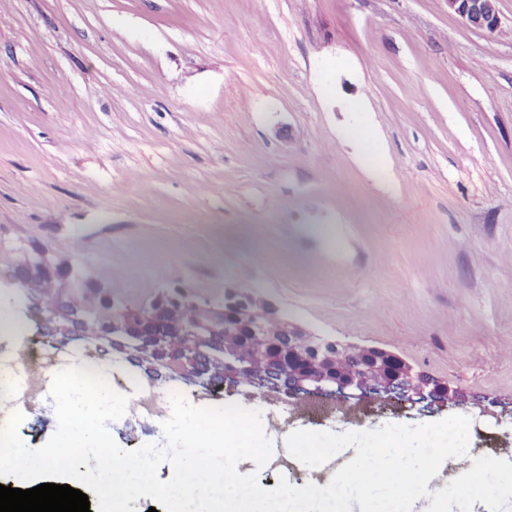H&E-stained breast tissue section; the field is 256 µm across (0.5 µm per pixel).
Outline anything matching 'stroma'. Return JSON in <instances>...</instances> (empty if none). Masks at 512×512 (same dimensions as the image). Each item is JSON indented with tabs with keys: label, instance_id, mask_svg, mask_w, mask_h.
<instances>
[{
	"label": "stroma",
	"instance_id": "stroma-1",
	"mask_svg": "<svg viewBox=\"0 0 512 512\" xmlns=\"http://www.w3.org/2000/svg\"><path fill=\"white\" fill-rule=\"evenodd\" d=\"M4 7L1 288L39 243L130 304L257 290L485 405L374 413L372 446L456 449L451 495L512 469V0L495 34L447 0ZM288 434L357 456L338 421Z\"/></svg>",
	"mask_w": 512,
	"mask_h": 512
}]
</instances>
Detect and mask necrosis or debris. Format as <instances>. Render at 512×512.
Segmentation results:
<instances>
[{
  "label": "necrosis or debris",
  "mask_w": 512,
  "mask_h": 512,
  "mask_svg": "<svg viewBox=\"0 0 512 512\" xmlns=\"http://www.w3.org/2000/svg\"><path fill=\"white\" fill-rule=\"evenodd\" d=\"M0 335L20 337L22 345L18 351L0 350V427L6 425L13 410L33 415L52 407L49 390L54 373L75 363L107 375L116 391L128 395V408L121 418L125 425L137 419L162 423L170 415L169 395L173 392L197 406L225 402L216 385L191 387L176 378L159 383L137 369L108 362L106 354L96 348L82 360H75L69 350L26 336L23 328L11 321L0 320Z\"/></svg>",
  "instance_id": "necrosis-or-debris-1"
}]
</instances>
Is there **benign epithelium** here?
Listing matches in <instances>:
<instances>
[{
    "instance_id": "obj_1",
    "label": "benign epithelium",
    "mask_w": 512,
    "mask_h": 512,
    "mask_svg": "<svg viewBox=\"0 0 512 512\" xmlns=\"http://www.w3.org/2000/svg\"><path fill=\"white\" fill-rule=\"evenodd\" d=\"M496 2L497 0H448V9L467 25L494 34L500 31ZM41 257L43 254L37 252L15 268L12 273L15 286L27 290L39 283L42 293L63 295L60 284L47 282L37 273L38 266L35 261ZM247 304L253 310V335H263L266 318L278 315L283 325V335L268 336L266 340L270 346L278 348L283 338H288V360L284 362L288 386L281 385L277 379L264 376L252 378L253 387L263 395L279 396L286 392L289 398L298 400L309 394H328L352 397L360 403L375 399L370 393L371 374L378 373L395 386V400L398 402L413 406L424 403L428 408L433 405L446 407L465 403L464 396L447 385L420 380L411 364L385 349H371L365 362L347 376L328 374L322 365L335 357L336 352L344 350L360 360L362 348L317 335L288 315L279 314L278 306L272 301L243 289L237 291V296L219 301L213 308L215 315L210 321L201 322L186 317L178 325L177 336L156 337L153 350L137 348L133 352L134 362L141 372L155 380L165 374L190 379L210 373L211 346L214 345V339L224 334H234L240 329L236 323V311ZM132 322L133 311L129 306L115 301L112 302V310L104 327L90 322L72 304L59 305L54 311V321L48 336L51 342L57 344L65 343L75 336L87 335L104 340L110 347L112 337L128 335ZM251 372L252 366L249 362L236 355L225 360L223 367L217 368L216 374L224 375V382L235 386L241 375Z\"/></svg>"
}]
</instances>
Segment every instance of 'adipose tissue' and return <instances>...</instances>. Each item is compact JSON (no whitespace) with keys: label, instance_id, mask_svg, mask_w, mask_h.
Returning <instances> with one entry per match:
<instances>
[{"label":"adipose tissue","instance_id":"obj_1","mask_svg":"<svg viewBox=\"0 0 512 512\" xmlns=\"http://www.w3.org/2000/svg\"><path fill=\"white\" fill-rule=\"evenodd\" d=\"M361 448L362 463L335 465L334 485L328 489L303 487L281 499L259 488H246L238 464L202 468L192 460L190 449L173 458L174 484L160 487L168 512H187L199 501V512H470L476 498L498 494L512 499V474L500 465L479 466L473 485L455 495L439 489L444 471L457 464L456 452L441 448L433 456L416 459L395 448H371L367 432L353 437Z\"/></svg>","mask_w":512,"mask_h":512}]
</instances>
